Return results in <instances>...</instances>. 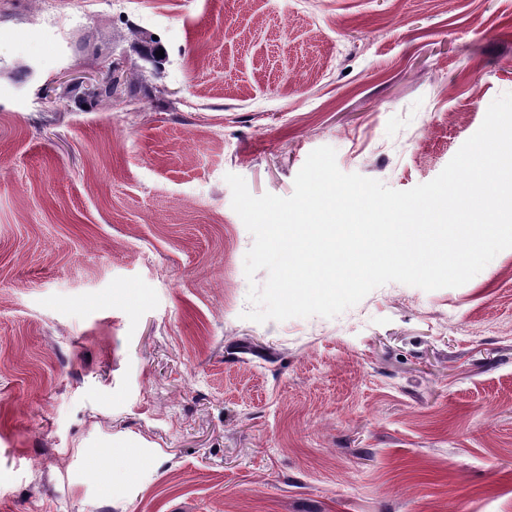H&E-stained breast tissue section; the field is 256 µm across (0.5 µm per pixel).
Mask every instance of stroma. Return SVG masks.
<instances>
[{"mask_svg":"<svg viewBox=\"0 0 512 512\" xmlns=\"http://www.w3.org/2000/svg\"><path fill=\"white\" fill-rule=\"evenodd\" d=\"M40 7L0 0V512H512V249L256 323L225 181H431L512 92V0ZM122 65L118 61L107 60L105 61L94 76L93 83L91 84V90L99 92L100 87L103 85H109L111 90L108 94H98L96 102L101 105L112 104L116 98V91L118 88L117 77L120 72Z\"/></svg>","mask_w":512,"mask_h":512,"instance_id":"stroma-1","label":"stroma"}]
</instances>
